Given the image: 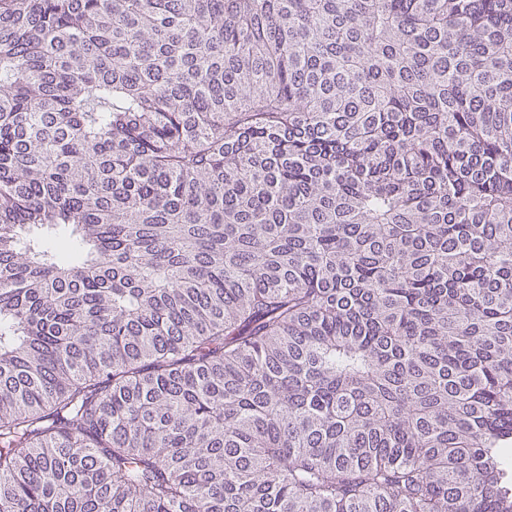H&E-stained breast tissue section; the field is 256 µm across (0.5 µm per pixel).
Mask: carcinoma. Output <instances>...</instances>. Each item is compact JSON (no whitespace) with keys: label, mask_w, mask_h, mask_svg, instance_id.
Masks as SVG:
<instances>
[{"label":"carcinoma","mask_w":512,"mask_h":512,"mask_svg":"<svg viewBox=\"0 0 512 512\" xmlns=\"http://www.w3.org/2000/svg\"><path fill=\"white\" fill-rule=\"evenodd\" d=\"M512 0H0V512H512Z\"/></svg>","instance_id":"cac0c4a2"}]
</instances>
